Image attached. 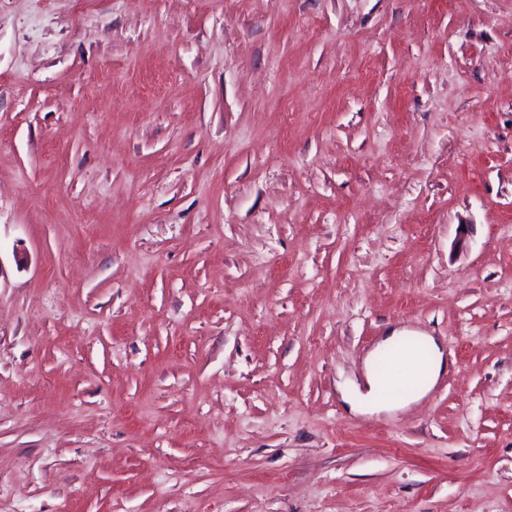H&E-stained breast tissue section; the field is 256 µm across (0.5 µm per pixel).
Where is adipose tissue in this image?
Returning <instances> with one entry per match:
<instances>
[{"mask_svg": "<svg viewBox=\"0 0 512 512\" xmlns=\"http://www.w3.org/2000/svg\"><path fill=\"white\" fill-rule=\"evenodd\" d=\"M446 369L445 352L434 337L397 330L366 360V393L347 402L356 412L403 408L424 398Z\"/></svg>", "mask_w": 512, "mask_h": 512, "instance_id": "obj_1", "label": "adipose tissue"}]
</instances>
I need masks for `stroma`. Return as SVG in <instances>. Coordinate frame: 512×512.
<instances>
[{"mask_svg":"<svg viewBox=\"0 0 512 512\" xmlns=\"http://www.w3.org/2000/svg\"><path fill=\"white\" fill-rule=\"evenodd\" d=\"M0 512H512V0H0ZM406 340L418 343L425 349V355L402 350L401 344ZM381 352H394L393 363L384 370L380 364ZM446 369L445 352L433 336L394 330L366 360L367 392L357 397L349 394L346 402L355 412L403 408L424 398Z\"/></svg>","mask_w":512,"mask_h":512,"instance_id":"obj_1","label":"stroma"}]
</instances>
